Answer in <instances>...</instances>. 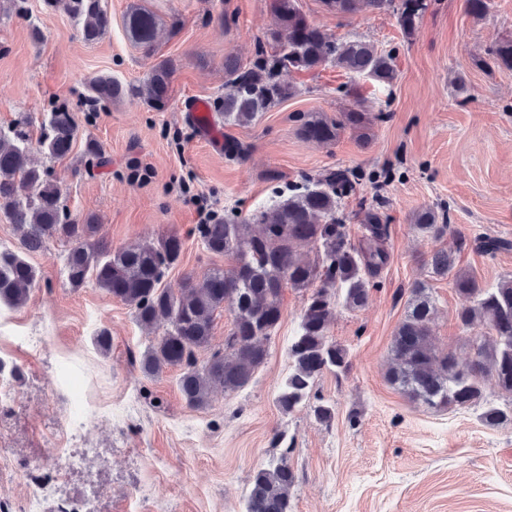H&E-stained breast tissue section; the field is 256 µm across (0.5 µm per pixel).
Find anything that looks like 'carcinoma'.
Returning <instances> with one entry per match:
<instances>
[{
	"mask_svg": "<svg viewBox=\"0 0 512 512\" xmlns=\"http://www.w3.org/2000/svg\"><path fill=\"white\" fill-rule=\"evenodd\" d=\"M322 2L342 16L367 8L390 10L408 37L427 9L422 0ZM45 5L68 13L87 44L97 43L111 25L102 0H45ZM271 11L275 24L257 42L248 64L231 53L224 56V97L211 104L224 116V124L250 125L294 96L296 89L282 81L283 72L330 68L346 76L339 89L352 106L334 117L296 113L293 119L299 136L333 144L345 128L363 127L366 117L358 110L362 98L357 78L365 76L377 86H391L397 77L396 56L361 39L333 40L300 10L298 0H271ZM124 26L134 44L147 54L154 52L157 16L152 11L131 7ZM489 55L493 65L512 69V38L496 41ZM174 72V63L163 59L138 85L97 75L84 82V102L95 107L139 99L162 112L169 102ZM78 134L75 112L65 104L55 105L45 115L37 146L48 156L63 159L72 152ZM84 151L90 165L107 163L96 140L86 139ZM31 152L27 132L0 131V212L20 233L19 247H0V303L20 306L27 301L38 281L27 256L58 239L69 245L64 273L71 287L92 283L133 309L137 324L153 335L139 358L141 372L154 377L166 368L180 369L179 391L191 408L205 407L217 388L234 392L251 382L267 357L265 342L282 319L286 285L304 292L306 302L288 347L291 369L276 398L280 409L291 412L303 404L324 373L350 369L348 351L328 337L337 300L351 310L364 307L374 279L389 260L388 215L378 207L368 209L356 243L341 216V202L356 189L354 171L331 170L317 179L304 176L288 185V197L249 218L233 214L214 224L198 225L203 247L211 254L230 257L234 266L227 271L212 267L200 283L189 274L175 292L162 287V280L179 262L180 236L170 233L125 249L95 240V218L82 224L70 219L61 188L47 171L31 163ZM411 222L414 231L435 239L448 230L447 215L432 207L417 211ZM427 266L435 276L453 274L455 291L463 299L458 321L466 329L483 331L473 341L466 364H459L451 353L438 356L429 344L436 300L424 282H415L393 338L395 365L389 381L430 407L479 406L480 417L488 425L512 423V277L485 288L474 274L454 271L453 255L443 249L432 253ZM226 301L233 322L224 351L201 361L198 353L208 346L215 313ZM159 330L162 335H155ZM489 379L504 402L485 396L483 385ZM295 482L294 471L284 459L255 470L246 512H292Z\"/></svg>",
	"mask_w": 512,
	"mask_h": 512,
	"instance_id": "cac0c4a2",
	"label": "carcinoma"
}]
</instances>
